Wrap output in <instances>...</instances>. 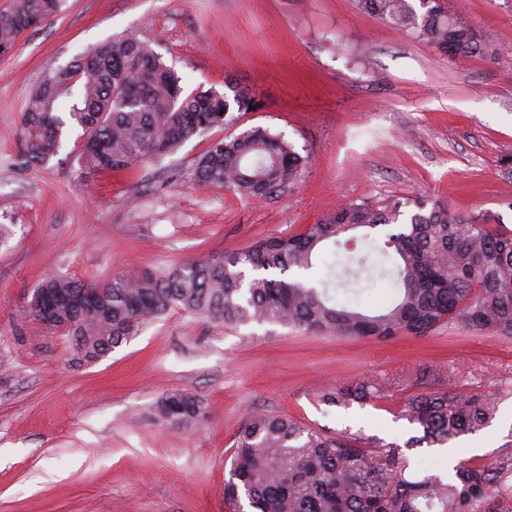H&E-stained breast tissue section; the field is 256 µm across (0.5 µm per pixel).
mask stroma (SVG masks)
Returning a JSON list of instances; mask_svg holds the SVG:
<instances>
[{"instance_id":"1","label":"stroma","mask_w":512,"mask_h":512,"mask_svg":"<svg viewBox=\"0 0 512 512\" xmlns=\"http://www.w3.org/2000/svg\"><path fill=\"white\" fill-rule=\"evenodd\" d=\"M492 54L440 52L360 11L355 0H67L0 59V512H228L225 459L253 414L405 445L401 415L421 371L439 384L495 391L483 430L459 460L512 453V339L439 324L387 341L249 324L232 330L183 313L145 324L103 359L76 365L68 343L22 311L51 272L104 280L121 268H168L297 234L336 207L425 196L512 231V0H448ZM150 38L184 93L249 89L232 112L162 163L144 159L82 179L69 133L46 166L22 163L21 112L48 67L121 35ZM254 126L282 135L310 164L257 202L187 181L216 138ZM346 281L342 266L301 272L332 296L375 310L396 295L386 260ZM347 379L384 384L350 407L322 391ZM210 408L192 429L161 421L167 395Z\"/></svg>"}]
</instances>
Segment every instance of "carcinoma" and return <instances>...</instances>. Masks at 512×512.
I'll return each instance as SVG.
<instances>
[{
  "label": "carcinoma",
  "instance_id": "cac0c4a2",
  "mask_svg": "<svg viewBox=\"0 0 512 512\" xmlns=\"http://www.w3.org/2000/svg\"><path fill=\"white\" fill-rule=\"evenodd\" d=\"M360 10L459 58L494 53L480 33L448 12L445 0H356ZM66 0H14L0 13V58L21 33L63 11ZM182 95L176 72L149 41L108 40L64 68L48 70L22 112L25 162L46 165L73 128L80 173L120 169L145 158L173 154L193 134L226 124L232 109L257 107L250 92ZM308 158L263 127L218 139L188 171L203 183L251 200H264L293 184ZM394 225L376 245L389 259L397 300L379 314L341 305L327 291L299 280L276 279L321 263L327 247H342L366 269L358 241ZM61 297L57 316L25 309V317L66 336L74 359L94 362L138 335L143 325L172 311L234 328L251 323L291 327L309 334L377 340L426 336L438 324L512 338V233L429 205L422 196L351 201L299 234L268 237L243 249L208 255L168 269L119 270L103 281L52 272L37 286ZM384 386L369 380L322 392L333 406L364 404ZM497 393L465 394L453 386L406 397L403 412L419 435L406 448L370 446L347 431L327 435L279 414L260 413L236 433L224 502L233 512H512L507 494L512 456L457 464L452 478L411 470L405 450L441 448L487 427ZM157 412L171 426L192 428L209 411L196 396L172 394Z\"/></svg>",
  "mask_w": 512,
  "mask_h": 512
}]
</instances>
